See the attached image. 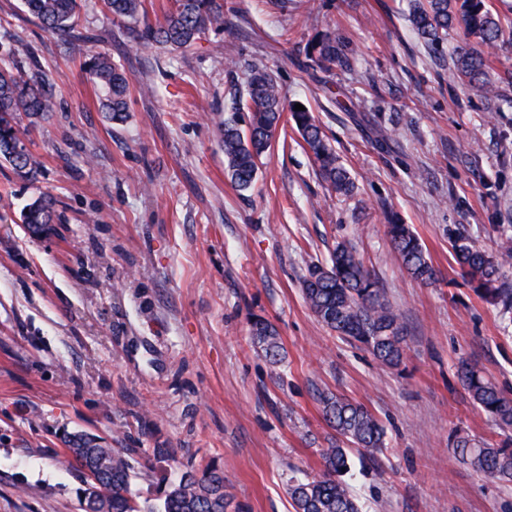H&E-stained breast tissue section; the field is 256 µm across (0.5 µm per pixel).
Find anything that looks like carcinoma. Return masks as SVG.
<instances>
[{"instance_id":"obj_1","label":"carcinoma","mask_w":512,"mask_h":512,"mask_svg":"<svg viewBox=\"0 0 512 512\" xmlns=\"http://www.w3.org/2000/svg\"><path fill=\"white\" fill-rule=\"evenodd\" d=\"M409 21L427 44L448 39V31L463 28L468 41L458 45L453 57V78L485 96L496 94L489 75L488 51L503 36V26L487 0H410ZM27 11L45 28L66 39L73 36L81 9L80 0H24ZM108 13L138 37L171 50L196 44L207 31L224 26V0H173V7L154 23L139 26L142 0H104ZM315 69L331 73L347 69L350 60L336 35L325 34L307 47ZM83 69L98 91L101 111L114 122L126 119L131 78L104 50L86 54ZM55 85L51 75L35 65L25 67L8 53L0 57V160L30 180L40 175L39 162L28 149L15 115L40 117L54 110ZM317 165L319 175L340 197H349L354 182L340 164L321 127L309 110L296 111L285 104L274 76L265 68L250 71L247 94L234 102V112L219 129L224 147L225 175L239 192L254 186L259 160L272 147L284 111ZM22 223L36 234L54 222V204L43 195L26 206ZM387 235L407 273L429 285L438 271L408 224L393 219ZM457 264L476 293L488 304L512 312V234L503 232L496 252H489L470 236L460 234L453 244ZM311 313L326 328L369 351L382 365L399 367L407 347V328L378 287L356 248L348 241L336 244L330 261L313 263L301 285ZM250 335L255 349L271 363L283 358L277 327L266 317L254 315ZM457 378L472 402L505 436L499 444L467 433L456 435L454 452L473 470L505 484H512V397L506 396L478 366L463 361ZM321 414L336 432V442L319 450L320 471L295 478L288 485L294 512H361L362 505L344 479L351 471V454L375 456L385 447L386 431L364 405L332 392L318 396ZM64 462L81 474L77 512H146L131 493L137 448H111L104 438L87 432L67 433ZM230 496L224 472L208 466L201 476L183 475L165 494L161 512H227Z\"/></svg>"}]
</instances>
